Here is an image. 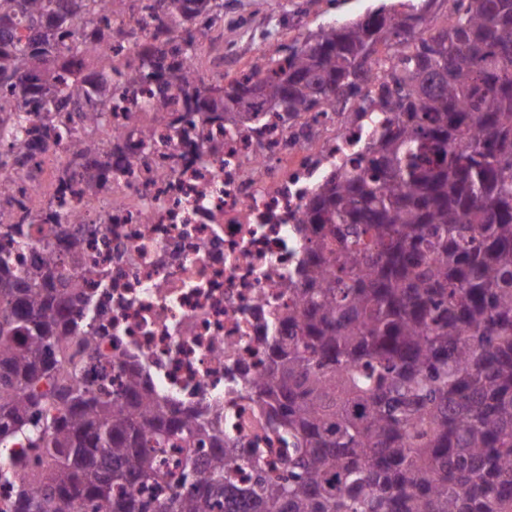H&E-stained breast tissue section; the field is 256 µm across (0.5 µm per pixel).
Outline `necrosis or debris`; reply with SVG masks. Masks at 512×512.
Segmentation results:
<instances>
[{
    "instance_id": "obj_1",
    "label": "necrosis or debris",
    "mask_w": 512,
    "mask_h": 512,
    "mask_svg": "<svg viewBox=\"0 0 512 512\" xmlns=\"http://www.w3.org/2000/svg\"><path fill=\"white\" fill-rule=\"evenodd\" d=\"M135 60L132 44L103 51L102 124L29 113L66 136L34 148L25 167H0V186L30 220L26 239L11 244L17 269L54 258L58 275L91 289L86 315L110 337L102 355L113 374L136 366L154 397L210 408L232 441L249 446L268 429L244 393L267 371L308 257L301 222L311 196L332 171L353 173L378 130L352 103L291 117L159 112L151 83L124 78ZM74 141L99 165L71 184L61 171ZM48 198L84 234L76 256L44 222Z\"/></svg>"
}]
</instances>
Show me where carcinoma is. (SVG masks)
<instances>
[{
    "label": "carcinoma",
    "instance_id": "1",
    "mask_svg": "<svg viewBox=\"0 0 512 512\" xmlns=\"http://www.w3.org/2000/svg\"><path fill=\"white\" fill-rule=\"evenodd\" d=\"M13 2L0 90L99 124L84 58L135 30L77 32L87 0ZM436 2L323 25L225 85L177 61L210 40L221 3L144 4L155 37L139 60L160 109L176 96L213 119L314 112L359 96L383 59L386 94L360 102L399 116L305 213V285L246 390L278 448L234 446L219 416L154 399L134 368L74 382L78 359L100 358L88 292L0 253V480L38 468L9 512H512V0H450L443 25ZM68 35L79 61L58 48ZM3 134L63 136L20 116ZM94 164L76 148L71 181ZM23 221L0 213V236ZM57 231L82 249L71 225ZM144 485L151 496L134 493Z\"/></svg>",
    "mask_w": 512,
    "mask_h": 512
}]
</instances>
